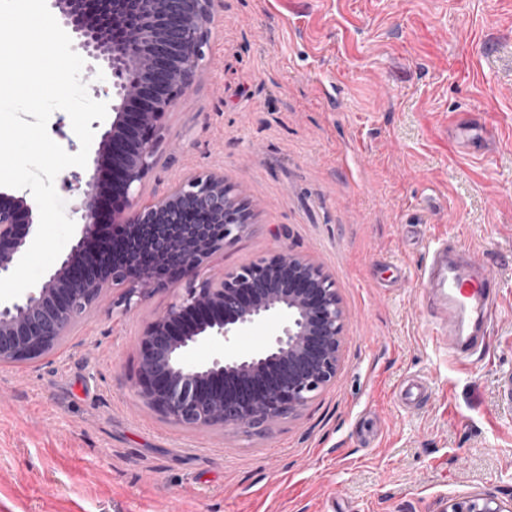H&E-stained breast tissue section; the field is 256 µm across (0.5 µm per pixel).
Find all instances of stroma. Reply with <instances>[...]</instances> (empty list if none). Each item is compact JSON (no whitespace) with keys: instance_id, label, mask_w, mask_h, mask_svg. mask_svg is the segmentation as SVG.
<instances>
[{"instance_id":"35a3bbf8","label":"stroma","mask_w":512,"mask_h":512,"mask_svg":"<svg viewBox=\"0 0 512 512\" xmlns=\"http://www.w3.org/2000/svg\"><path fill=\"white\" fill-rule=\"evenodd\" d=\"M179 147L151 199L220 171L250 230L215 267L280 245L345 312L335 381L261 432L176 426L136 394L144 321L103 301L41 358L0 366V512H439L512 502V270L460 371L421 276L452 239L512 256V0H218ZM425 378L415 408L394 391ZM505 510L502 504L493 497H471L454 500L448 504V512H511Z\"/></svg>"}]
</instances>
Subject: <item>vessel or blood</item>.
<instances>
[{
    "label": "vessel or blood",
    "instance_id": "b4317fda",
    "mask_svg": "<svg viewBox=\"0 0 512 512\" xmlns=\"http://www.w3.org/2000/svg\"><path fill=\"white\" fill-rule=\"evenodd\" d=\"M423 278L430 287L426 306L442 332L453 338L452 358L459 365H467L484 348L474 331L494 321L501 279L445 238L435 241Z\"/></svg>",
    "mask_w": 512,
    "mask_h": 512
}]
</instances>
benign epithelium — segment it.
Wrapping results in <instances>:
<instances>
[{"instance_id":"1","label":"benign epithelium","mask_w":512,"mask_h":512,"mask_svg":"<svg viewBox=\"0 0 512 512\" xmlns=\"http://www.w3.org/2000/svg\"><path fill=\"white\" fill-rule=\"evenodd\" d=\"M216 0H54L63 26L89 59L87 76L105 71L112 122L100 134L85 181L80 222L68 252L43 281L0 302V365L39 358L98 307L109 290L135 311L159 289L180 283L149 318L140 340L137 392L168 422L193 429H254L305 407L336 377L344 312L330 277L288 246L261 262L224 271L212 266L224 246L249 228L247 209L224 191V173L183 177L142 201L144 179L175 138L167 111L193 87ZM124 200L111 223L123 230L120 255L90 250L102 225L100 173ZM187 210L222 225L188 224ZM39 226L38 206L0 192V277L11 274ZM153 253L163 268L140 258ZM273 324L276 333L243 348L239 340ZM209 346L215 356L190 363L187 353ZM246 381L238 396L214 411V383ZM448 512H507L493 497L454 500Z\"/></svg>"}]
</instances>
